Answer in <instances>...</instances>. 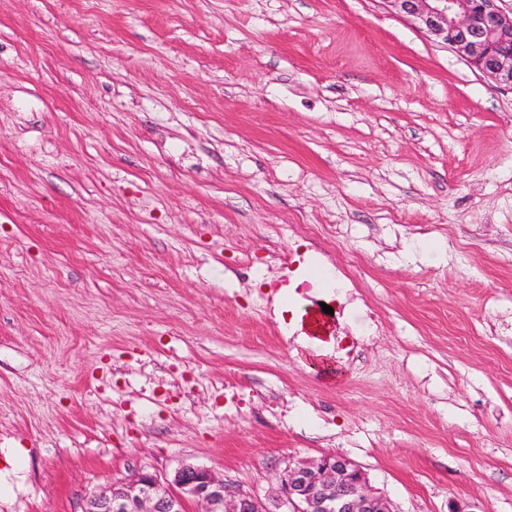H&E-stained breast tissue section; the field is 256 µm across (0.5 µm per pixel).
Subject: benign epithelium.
<instances>
[{
	"mask_svg": "<svg viewBox=\"0 0 512 512\" xmlns=\"http://www.w3.org/2000/svg\"><path fill=\"white\" fill-rule=\"evenodd\" d=\"M391 11L418 22L472 68L512 89V11L500 0H386ZM392 512L366 474L344 455L290 462L262 498L185 465L161 479L141 473L88 498L82 512Z\"/></svg>",
	"mask_w": 512,
	"mask_h": 512,
	"instance_id": "benign-epithelium-1",
	"label": "benign epithelium"
}]
</instances>
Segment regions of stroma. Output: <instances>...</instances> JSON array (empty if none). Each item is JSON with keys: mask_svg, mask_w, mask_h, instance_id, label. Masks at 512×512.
I'll return each instance as SVG.
<instances>
[{"mask_svg": "<svg viewBox=\"0 0 512 512\" xmlns=\"http://www.w3.org/2000/svg\"><path fill=\"white\" fill-rule=\"evenodd\" d=\"M334 454L512 512V89L384 0H0V512Z\"/></svg>", "mask_w": 512, "mask_h": 512, "instance_id": "obj_1", "label": "stroma"}]
</instances>
